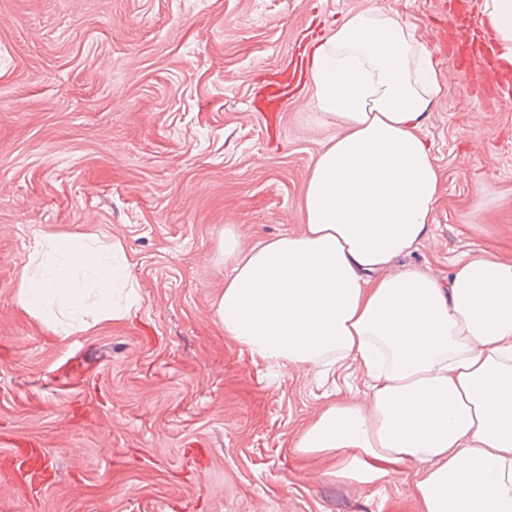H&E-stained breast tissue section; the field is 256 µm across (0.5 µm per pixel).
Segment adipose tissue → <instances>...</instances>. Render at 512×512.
Here are the masks:
<instances>
[{
	"mask_svg": "<svg viewBox=\"0 0 512 512\" xmlns=\"http://www.w3.org/2000/svg\"><path fill=\"white\" fill-rule=\"evenodd\" d=\"M512 62V0H481ZM314 105L336 124L301 199L304 230L258 248L224 229V333L275 365L353 360L361 401L300 435L336 478L407 472L420 512H512V263L453 262L447 280L396 260L426 240L440 177L421 129L441 91L430 53L392 9L350 14L312 56ZM19 303L55 334L140 303L121 244L36 243Z\"/></svg>",
	"mask_w": 512,
	"mask_h": 512,
	"instance_id": "adipose-tissue-1",
	"label": "adipose tissue"
}]
</instances>
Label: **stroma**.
<instances>
[{
  "mask_svg": "<svg viewBox=\"0 0 512 512\" xmlns=\"http://www.w3.org/2000/svg\"><path fill=\"white\" fill-rule=\"evenodd\" d=\"M444 0H0V512H419L405 474L379 490L297 452L356 363L269 366L224 333L221 241L304 228L329 140L313 87L273 126L251 87L303 35L396 10L416 40ZM423 124L440 194L399 266L444 278L463 255L512 262V106L476 102L436 61ZM120 242L142 297L122 321L54 335L18 301L34 241ZM19 448L42 479L9 478Z\"/></svg>",
  "mask_w": 512,
  "mask_h": 512,
  "instance_id": "obj_1",
  "label": "stroma"
}]
</instances>
